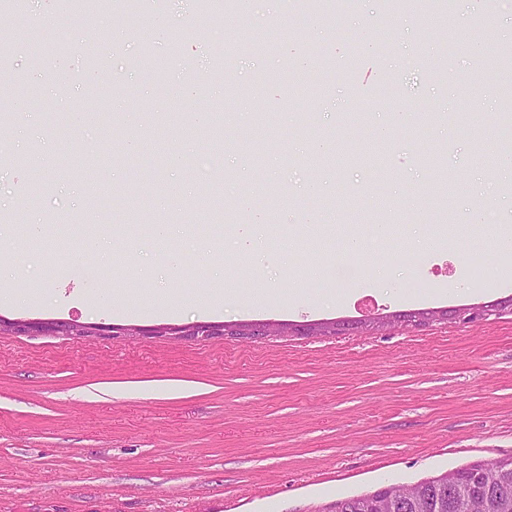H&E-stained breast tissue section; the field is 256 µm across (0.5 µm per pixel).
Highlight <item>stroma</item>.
I'll list each match as a JSON object with an SVG mask.
<instances>
[{
	"instance_id": "obj_1",
	"label": "stroma",
	"mask_w": 512,
	"mask_h": 512,
	"mask_svg": "<svg viewBox=\"0 0 512 512\" xmlns=\"http://www.w3.org/2000/svg\"><path fill=\"white\" fill-rule=\"evenodd\" d=\"M73 2L0 15V55L36 90L0 159V265L19 298L0 320L119 333L0 331V512H335L512 458V251L496 245L512 226V11L357 0L300 28L298 0H238L229 16L155 0L157 22L128 0L89 16ZM486 26L494 38L473 52ZM82 30L91 41L74 40ZM243 31L270 42L238 53ZM309 55L325 79L287 86L290 58ZM140 154L154 166L137 170ZM245 205L259 277L232 222ZM102 239L177 271L95 262ZM207 290L229 297L210 308ZM250 321L289 329L153 333ZM334 321V334L295 331ZM63 322H15L11 324V331L19 334H56V335H75L83 337L99 336L100 329L95 325H74L68 323V328L63 329ZM39 332H34L36 330ZM276 323L272 322H260V323H250V324H242V325H224V324H211V323H196L188 328H159L158 330H153L154 335L157 336H165L167 334V330L173 332V334L190 338V339H199V338H208L210 336H223L228 335L231 337H236L244 340H251L260 336H268L271 331L275 328ZM225 328V331H224ZM185 329V330H182ZM164 333V334H163ZM383 490L372 495L339 500L336 502V512H379L378 502L383 499Z\"/></svg>"
}]
</instances>
